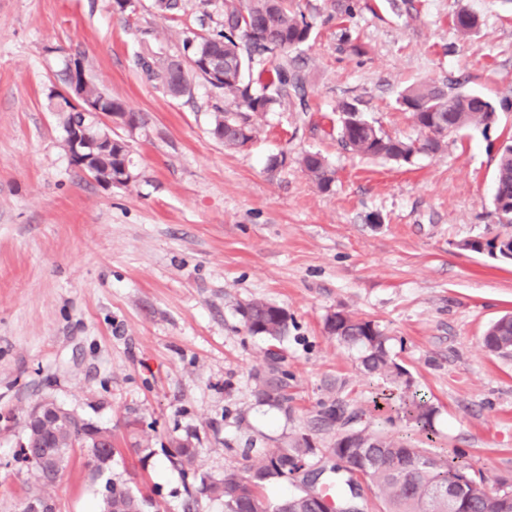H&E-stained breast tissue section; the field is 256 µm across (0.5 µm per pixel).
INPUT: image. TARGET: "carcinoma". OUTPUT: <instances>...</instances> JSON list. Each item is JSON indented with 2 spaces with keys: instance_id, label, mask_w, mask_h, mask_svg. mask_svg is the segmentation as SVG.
<instances>
[{
  "instance_id": "1",
  "label": "carcinoma",
  "mask_w": 512,
  "mask_h": 512,
  "mask_svg": "<svg viewBox=\"0 0 512 512\" xmlns=\"http://www.w3.org/2000/svg\"><path fill=\"white\" fill-rule=\"evenodd\" d=\"M224 24L222 30L187 43L191 49L184 71L178 77L168 67L158 68L156 77L169 93L190 92V75L194 74L211 86L224 91L242 112L218 111L213 116L212 133L229 148H240L251 142L256 128L249 123L248 113L269 112L282 100L295 93L300 104H305L301 78L277 64L262 92L252 91V81L245 80L246 64L254 58H273L308 41L311 25L306 18L290 9L288 0H223ZM456 30L468 35L477 25V19L466 10L453 17ZM84 100L100 105L104 112L123 109V103L105 95L96 83L81 86ZM400 105L412 113L424 136L415 141H404L387 135L382 129L369 131L354 127L351 121L340 122V138L344 147L367 157L385 158L396 163H408L419 153L437 154L445 143L443 131L452 128L462 131L470 128L488 130L496 124L497 105L485 96L464 92L436 83H422L407 88L400 97ZM59 114L64 132H69L79 116L74 109L61 103L53 104ZM94 161L112 171V176L123 173L130 164L127 145L120 138L112 142V150ZM302 168L323 191L330 190L334 171L321 154L308 152L299 160ZM496 203L512 212V138L504 141L499 150L495 181ZM242 316L249 332L279 342L288 333V314L280 307L262 300L248 303ZM330 335L339 342L360 350V364L370 374L385 375L395 380L406 376L402 367L389 356L388 338L374 323L358 320L346 314L331 326ZM485 346L489 351L504 355L512 351V319L505 316L492 323L486 331ZM281 357L272 347L265 352L267 369L256 375L258 395L267 405L288 409V373L280 366ZM395 411L425 431L429 428L433 408L426 395L406 390L399 398ZM329 422H338V431L329 457L345 463L346 475L339 468L334 485L323 487L309 478L305 467L315 448L306 437L293 439L282 446L269 448L260 454L242 476L229 474L204 487L207 496L224 502V512H313L311 495L329 499L328 512H360L356 503L359 487L364 484L373 491L383 505V512H448V488L456 487L463 493L459 512H512V487L505 486L494 494H487L483 481L475 480L467 468L446 458L429 455L414 446L408 438H394L384 433L350 430L357 413L339 414L330 408L324 412ZM103 430L82 419L68 420L48 429L55 439L54 448H35L37 461L32 467L42 488L51 487L59 473L38 462L44 455H58L62 462L69 460L73 445L84 444L98 473L108 469L112 460L98 456L90 447L89 435ZM199 449L187 444L174 448L169 460L184 475L195 471ZM301 481L302 489L287 497L272 501L263 494V488L272 481ZM112 485V500H102L103 512H144L152 502L134 493L125 483L107 480Z\"/></svg>"
}]
</instances>
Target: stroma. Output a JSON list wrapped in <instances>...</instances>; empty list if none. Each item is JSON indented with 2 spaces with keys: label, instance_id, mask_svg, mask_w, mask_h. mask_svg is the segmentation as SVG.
I'll list each match as a JSON object with an SVG mask.
<instances>
[{
  "label": "stroma",
  "instance_id": "obj_1",
  "mask_svg": "<svg viewBox=\"0 0 512 512\" xmlns=\"http://www.w3.org/2000/svg\"><path fill=\"white\" fill-rule=\"evenodd\" d=\"M289 5L312 31L279 61L303 76L305 97L251 114L254 141L228 149L210 125L231 107L222 91L195 77L174 98L136 64L183 55L187 40L221 28L222 0H184L174 18L153 0L122 15L112 0H0V512H20L38 486L18 450L45 400L110 431L117 449L102 475L74 453L50 490L57 512H97L109 478L160 512H224L202 485L266 449L305 435L312 467L323 466L336 429L317 418L331 407L357 411V428L420 440L488 491L512 485V356L483 345L512 313V264L461 246L504 230L491 200L512 109L403 164L339 140L345 102L391 135L420 138L399 98L423 81L512 101V0ZM462 8L478 18L465 36L453 25ZM73 57L142 117L129 185L100 184L62 147L49 95ZM307 152L334 169L330 191L301 168ZM258 299L288 314L286 412L257 395L268 343L240 308ZM337 311L388 336L435 407L429 433L397 413L382 425L374 400L393 387L326 333ZM176 439L198 448L194 474L170 464Z\"/></svg>",
  "mask_w": 512,
  "mask_h": 512
}]
</instances>
